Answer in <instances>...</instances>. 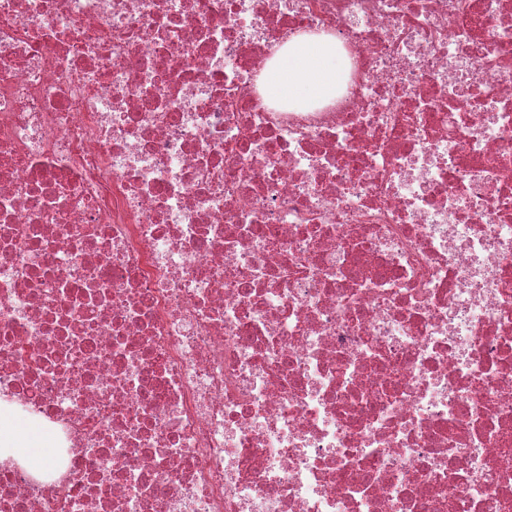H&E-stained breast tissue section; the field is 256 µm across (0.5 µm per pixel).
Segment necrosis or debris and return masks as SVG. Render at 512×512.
<instances>
[{
    "label": "necrosis or debris",
    "instance_id": "necrosis-or-debris-1",
    "mask_svg": "<svg viewBox=\"0 0 512 512\" xmlns=\"http://www.w3.org/2000/svg\"><path fill=\"white\" fill-rule=\"evenodd\" d=\"M0 406V512H512V0H0ZM342 62L336 43L327 37L294 36L276 52L260 83L264 93L288 106L325 101L336 89ZM16 421L13 420L12 418H10L9 416H6L4 417L3 414L0 418V430H1V433H2V429L3 428H7L9 429L13 436H14V439H15V444L13 446V448H2L0 447V456L2 457H6L12 453H19V454H22L24 453L25 451H28V448H24L22 447V443L24 441V437H22L21 433H20V430L24 433H27L28 430L31 431V427L23 422V421H19L18 422V427H17V424L15 423Z\"/></svg>",
    "mask_w": 512,
    "mask_h": 512
}]
</instances>
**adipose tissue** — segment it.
<instances>
[{
    "label": "adipose tissue",
    "mask_w": 512,
    "mask_h": 512,
    "mask_svg": "<svg viewBox=\"0 0 512 512\" xmlns=\"http://www.w3.org/2000/svg\"><path fill=\"white\" fill-rule=\"evenodd\" d=\"M342 62L335 42L327 37L299 35L286 41L264 70V93L299 106L325 101L341 79Z\"/></svg>",
    "instance_id": "adipose-tissue-1"
}]
</instances>
